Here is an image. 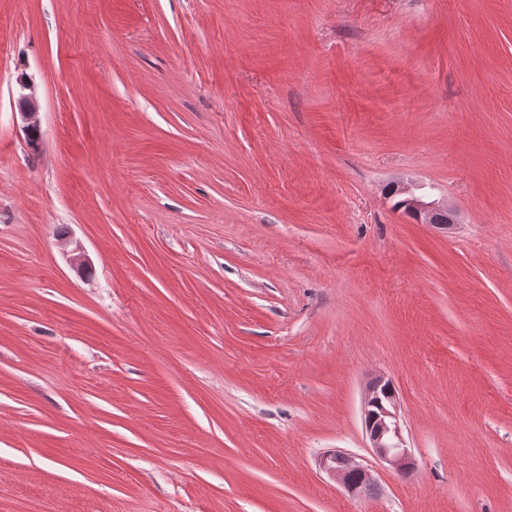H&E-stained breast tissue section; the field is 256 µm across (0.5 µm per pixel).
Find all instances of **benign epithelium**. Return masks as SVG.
Returning <instances> with one entry per match:
<instances>
[{
  "label": "benign epithelium",
  "instance_id": "1",
  "mask_svg": "<svg viewBox=\"0 0 512 512\" xmlns=\"http://www.w3.org/2000/svg\"><path fill=\"white\" fill-rule=\"evenodd\" d=\"M17 115L25 133L41 130L39 101L35 84L27 77L18 82ZM401 198V207L423 224H453V211L448 202L435 196L431 184L409 180L390 190ZM365 432L374 458L398 475L411 473L416 466L411 448L403 434L401 405L392 384L380 377L368 386L364 397ZM319 468L354 497H365L378 489L373 466L336 450L319 458Z\"/></svg>",
  "mask_w": 512,
  "mask_h": 512
}]
</instances>
